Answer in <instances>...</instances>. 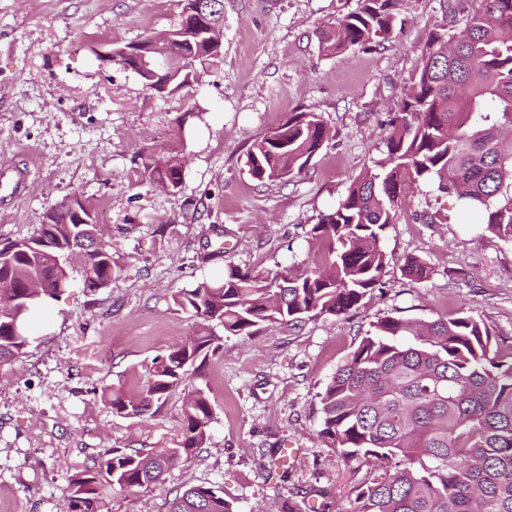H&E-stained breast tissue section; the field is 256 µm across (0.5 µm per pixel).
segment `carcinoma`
I'll list each match as a JSON object with an SVG mask.
<instances>
[{
    "mask_svg": "<svg viewBox=\"0 0 512 512\" xmlns=\"http://www.w3.org/2000/svg\"><path fill=\"white\" fill-rule=\"evenodd\" d=\"M202 5L210 24L224 26V0ZM404 0H357L355 10L319 32L330 56L382 45L401 33ZM167 51L174 65L153 79L137 60L158 54L154 36L112 49L109 64L130 69L142 84L170 95L191 84L197 66L218 57L219 43L174 27ZM186 123L176 119L174 143L137 153L150 185L180 187ZM512 0H480L464 27L433 32L422 49L386 138L380 173L352 181L347 195L308 231L318 256L297 272L230 268L173 297L204 327L153 359L135 392L114 391L109 404L125 417L161 407L170 391L186 390L183 437L163 452L105 451L71 475L68 512H101L114 488H141L190 459L210 438L209 395L188 374L217 355L224 337H251L264 328L292 327L359 306L382 281L393 256L382 240L396 223L406 181H431L456 197L477 224L512 243ZM329 140L315 112H293L246 152L247 174L259 183L285 182L304 172ZM98 224H78L65 199L47 208L36 234L0 247V366L26 353L31 313L58 298L69 282L68 260L82 257L85 288H105L121 265L107 244L94 245ZM402 271L430 277L427 263L407 257ZM320 436L369 469L354 491V512H512V344L470 311L407 320L385 316L372 324L319 393ZM168 512H234L219 487L192 485L168 502Z\"/></svg>",
    "mask_w": 512,
    "mask_h": 512,
    "instance_id": "1",
    "label": "carcinoma"
}]
</instances>
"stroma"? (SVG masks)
<instances>
[{
  "instance_id": "stroma-1",
  "label": "stroma",
  "mask_w": 512,
  "mask_h": 512,
  "mask_svg": "<svg viewBox=\"0 0 512 512\" xmlns=\"http://www.w3.org/2000/svg\"><path fill=\"white\" fill-rule=\"evenodd\" d=\"M356 0H224L223 56L171 96L146 89L100 54L174 27L180 0H0V165L28 164L27 192L0 208V246L35 234L43 212L90 199L122 266L97 291L72 257L70 286L31 329L25 355L0 366V512H62L69 476L92 457L175 447L182 389L152 415L113 413L105 393L135 391L151 362L193 335L173 294L224 270L262 271L311 260L307 231L351 181L379 170L388 123L431 32L475 0H407L402 35L371 51L331 57L318 32ZM294 112H315L330 139L299 176L261 185L245 168L256 140ZM191 133L180 187L147 185L136 153L162 150L175 120ZM383 245L382 284L343 316L294 330L225 337L192 375L210 396V438L163 484L112 489L103 512H166L187 483L223 488L237 512H354L353 480L367 466L326 445L318 394L379 318L430 320L470 310L512 342V244L468 223L455 199L414 185ZM223 249L203 263L201 254ZM433 274L405 277L400 258Z\"/></svg>"
}]
</instances>
